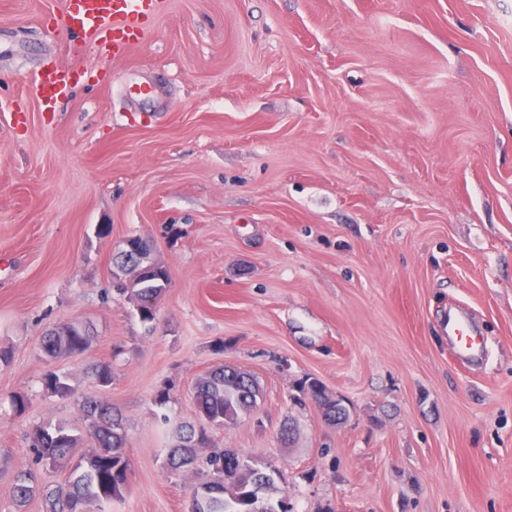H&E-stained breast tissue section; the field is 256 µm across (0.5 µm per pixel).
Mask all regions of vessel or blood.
Listing matches in <instances>:
<instances>
[{
	"label": "vessel or blood",
	"instance_id": "1",
	"mask_svg": "<svg viewBox=\"0 0 512 512\" xmlns=\"http://www.w3.org/2000/svg\"><path fill=\"white\" fill-rule=\"evenodd\" d=\"M161 0H64L61 26L73 41L110 47L113 57L126 54L158 16ZM80 71L59 65L42 71L34 81V94L44 109H52L66 95ZM446 333L467 361L482 358L486 344L476 335L463 310L449 311Z\"/></svg>",
	"mask_w": 512,
	"mask_h": 512
}]
</instances>
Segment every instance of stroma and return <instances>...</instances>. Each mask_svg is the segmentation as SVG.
<instances>
[{
    "label": "stroma",
    "instance_id": "obj_1",
    "mask_svg": "<svg viewBox=\"0 0 512 512\" xmlns=\"http://www.w3.org/2000/svg\"><path fill=\"white\" fill-rule=\"evenodd\" d=\"M61 7L0 0V512H46L68 470L17 506L26 435L84 427L93 393L124 417L131 470L104 512H191L223 448L276 470L291 512H512V0H165L118 61L67 53ZM62 62L95 77L41 111L33 77ZM136 235L170 277L151 323L112 284ZM457 305L487 362L443 334ZM66 322L89 350L47 358ZM218 364L262 398L170 471ZM50 369L73 397L44 390ZM308 378L345 423L298 402ZM300 392L315 402L325 421L336 424L347 420V408L330 394L318 379L309 378L302 382Z\"/></svg>",
    "mask_w": 512,
    "mask_h": 512
}]
</instances>
